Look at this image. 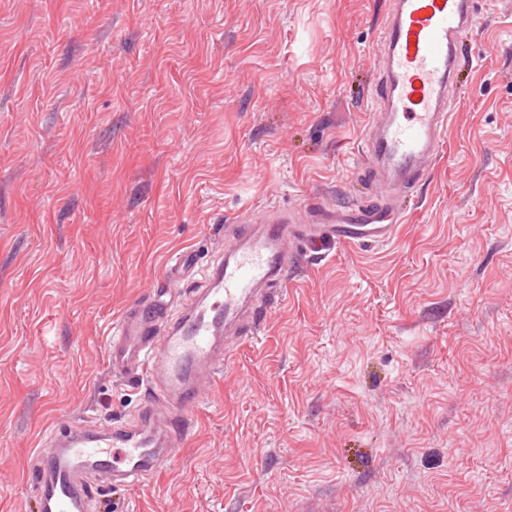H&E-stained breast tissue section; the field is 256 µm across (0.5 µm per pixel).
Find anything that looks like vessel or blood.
<instances>
[{
  "instance_id": "b4317fda",
  "label": "vessel or blood",
  "mask_w": 512,
  "mask_h": 512,
  "mask_svg": "<svg viewBox=\"0 0 512 512\" xmlns=\"http://www.w3.org/2000/svg\"><path fill=\"white\" fill-rule=\"evenodd\" d=\"M480 9L481 0H392L378 42L377 111L363 136L361 175L372 199L335 206L313 198L297 210L238 214L195 297L158 288L127 306L113 326L109 364L114 377L140 382L145 402L136 420L112 430L71 426L46 437L38 454L50 467L24 471L43 512H89L93 490L141 482L167 462L204 400L203 379L258 335L297 255L322 242L393 239L403 198L429 174L445 139L459 38Z\"/></svg>"
}]
</instances>
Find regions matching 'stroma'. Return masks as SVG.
<instances>
[{
    "instance_id": "obj_1",
    "label": "stroma",
    "mask_w": 512,
    "mask_h": 512,
    "mask_svg": "<svg viewBox=\"0 0 512 512\" xmlns=\"http://www.w3.org/2000/svg\"><path fill=\"white\" fill-rule=\"evenodd\" d=\"M390 0H0V512L53 428L132 421L123 308L247 209L365 201ZM398 235L288 271L170 460L91 512H512V12L459 48Z\"/></svg>"
}]
</instances>
